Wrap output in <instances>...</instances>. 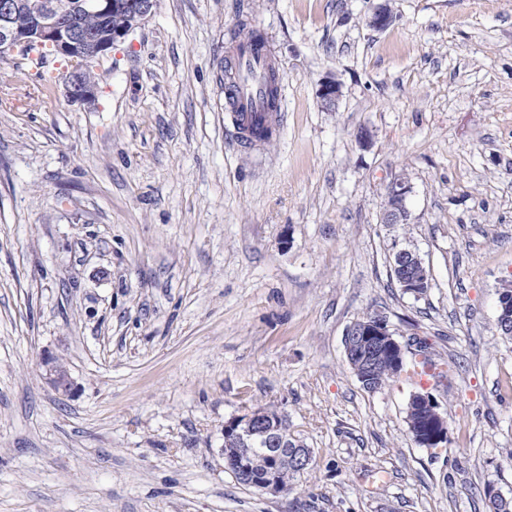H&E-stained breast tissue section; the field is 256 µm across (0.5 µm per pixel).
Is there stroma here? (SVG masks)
Returning a JSON list of instances; mask_svg holds the SVG:
<instances>
[{"mask_svg": "<svg viewBox=\"0 0 512 512\" xmlns=\"http://www.w3.org/2000/svg\"><path fill=\"white\" fill-rule=\"evenodd\" d=\"M157 0L98 100L0 107V512H486L512 499V0ZM259 30L282 122L249 147L224 98ZM342 84L335 109L317 90ZM407 178L410 220L384 224ZM431 283L395 282V250ZM379 315L405 369L345 353ZM65 363L63 396L39 360ZM429 356L427 384L409 369ZM448 418L417 445L413 392ZM273 405L313 452L285 494L226 469L224 424ZM393 269L398 275L400 287L407 293L418 296L430 286V272L414 250L398 249L394 253ZM344 343L346 355L355 365L358 379L369 390H376L372 373L381 388L398 378L404 370V365L398 368L394 364L403 362L402 346L388 329L385 320L378 315L353 322L346 330ZM384 358L391 360L380 361Z\"/></svg>", "mask_w": 512, "mask_h": 512, "instance_id": "35a3bbf8", "label": "stroma"}]
</instances>
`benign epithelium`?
I'll return each mask as SVG.
<instances>
[{
    "mask_svg": "<svg viewBox=\"0 0 512 512\" xmlns=\"http://www.w3.org/2000/svg\"><path fill=\"white\" fill-rule=\"evenodd\" d=\"M390 0H382L367 19L371 28L382 29L394 19L389 6ZM128 11V20L112 29V43L123 40L135 28L146 22L155 12L156 0H136L130 4L126 0H81L79 9L106 11L109 8ZM31 8L36 19L35 29L26 34L17 31L12 24L11 0H0V53L13 55L18 48L31 41L48 39L57 52L71 58L73 68L64 81V92L72 103L92 106L97 97L96 87L85 84L81 74L101 57L111 53V43H103L100 38L83 32L73 24L63 25L55 16L51 0H33ZM342 95L341 83L333 76L324 77L318 89L321 104L332 109L336 107ZM411 193V184L404 178L394 179L387 192V202L381 212L383 224H406L409 211L405 201ZM393 269L398 275L400 287L416 296L427 291L430 286V272L423 259L414 250L401 248L394 253ZM345 350L348 359L353 362L358 379L369 390L375 389L372 373L378 361L389 358L394 363L403 362V349L394 334L388 329L380 316L363 318L353 322L345 333ZM40 365L43 379L55 391L66 395L72 390V380L64 371L58 359L45 356ZM417 412L423 416L425 428L413 431L415 442L424 448H441L448 439V418L438 410V404L428 393L415 392L409 401L408 413ZM269 422L265 413L254 410L247 413L244 420L235 417L224 423V431H233V435L242 438L246 435L262 433ZM269 462L264 471L253 475L246 471L243 477L249 487L262 493H277L278 468L282 460L291 462L303 471L313 461L309 448L293 451L281 448L268 454Z\"/></svg>",
    "mask_w": 512,
    "mask_h": 512,
    "instance_id": "1",
    "label": "benign epithelium"
}]
</instances>
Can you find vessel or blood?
<instances>
[{
    "label": "vessel or blood",
    "mask_w": 512,
    "mask_h": 512,
    "mask_svg": "<svg viewBox=\"0 0 512 512\" xmlns=\"http://www.w3.org/2000/svg\"><path fill=\"white\" fill-rule=\"evenodd\" d=\"M272 63L268 46L236 41L224 76V95L231 103V119L242 141L254 142L265 125L266 84Z\"/></svg>",
    "instance_id": "1"
}]
</instances>
